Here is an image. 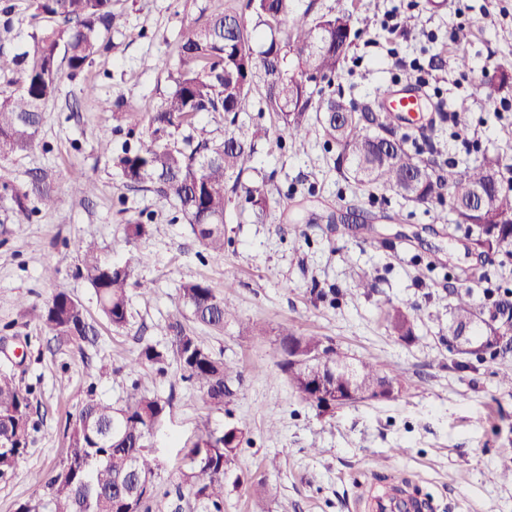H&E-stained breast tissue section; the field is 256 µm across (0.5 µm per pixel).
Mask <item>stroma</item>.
Listing matches in <instances>:
<instances>
[{"label":"stroma","mask_w":512,"mask_h":512,"mask_svg":"<svg viewBox=\"0 0 512 512\" xmlns=\"http://www.w3.org/2000/svg\"><path fill=\"white\" fill-rule=\"evenodd\" d=\"M244 0H113L115 20L104 33L108 48L77 78L62 75L45 106L41 145L0 163V186H25L30 174L44 177L57 198L51 209L13 219L0 232V364L14 351L21 387L31 390L32 429L24 456L0 478V512H16L28 500L48 501L35 475L67 457L68 426L88 391L122 404L133 384L172 400L148 441L157 468L150 512H189L178 487L186 453L201 420L212 430L245 423V439L224 481V512H251L264 494L270 512H357L371 483L403 474L409 491L431 501L435 512H512V481L494 472L512 468V386L500 375L512 353L460 356L448 348V308L462 269L477 266L485 279L474 298L488 305L512 291V259L485 260L470 248L465 228L441 224L435 208L405 203L377 188L345 182L334 168L335 147L321 133L302 144L277 138L266 112L244 115L257 132V152L229 196L223 262H213L196 241L177 206L151 190L129 189L111 155L141 143V122L172 91L160 59H176L182 30L200 15L241 10ZM324 13L352 8L355 47L333 91L356 101L378 97L391 82L425 78L431 101L441 102L444 122L417 133L422 150H437L457 163L496 152L512 167V141L500 131L512 125V84L488 103L478 84L512 73V0H295ZM395 12L409 27L388 34L384 15ZM465 54L468 68L457 64ZM137 80H128V73ZM91 85L94 95H81ZM467 99V110L456 107ZM120 103L121 112L109 111ZM82 171L83 179L72 176ZM265 180L266 223H255L245 190ZM356 204L375 215L372 226L348 230L328 223L329 214ZM145 214L149 232L128 243V219ZM96 241L108 263L140 259L138 278L150 292L130 287L132 318L122 329L101 313L95 291L78 269L81 242ZM55 279L43 276L45 267ZM374 287L359 291L365 270ZM206 281L230 292L240 316L255 332L235 327L218 332L194 325L200 341L238 374L232 401L204 409L196 389L182 381L175 362L134 373L131 359L142 343L156 340L158 325L180 303L183 281ZM58 288L86 309L94 336L82 348L54 336L21 299L39 303ZM393 305L413 316L416 337L403 342L384 321ZM319 336L348 356L371 358L397 369L403 393L394 400L362 401L330 412L294 395L279 363L280 327ZM11 363V362H10Z\"/></svg>","instance_id":"obj_1"}]
</instances>
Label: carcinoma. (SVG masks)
<instances>
[{
	"mask_svg": "<svg viewBox=\"0 0 512 512\" xmlns=\"http://www.w3.org/2000/svg\"><path fill=\"white\" fill-rule=\"evenodd\" d=\"M30 3L26 44L13 55L0 51V71L15 74V90L0 97V163L39 145L44 107L58 92L61 67H67L73 78L81 74L107 49L101 34L112 29V0ZM313 9L311 3L300 12L294 0H246L244 14H212L188 26L181 34L176 63H162L174 89L146 118L149 144L112 157L126 186L153 190L175 202L205 252L214 261H223L228 183L238 184L257 150L255 136L243 132L239 118L256 108L274 114L294 142L305 141L312 127L320 125L327 144L336 148V171L344 180L381 188L417 206L446 204L454 224L467 226L479 255L512 258V186L503 184L502 157L484 153L461 166L441 163L434 153L415 148L410 132L394 136L392 117L379 99L358 103L325 92L322 83L342 70L357 32L351 11L315 14ZM290 55L297 62L293 72L285 67ZM508 79L504 73L497 80L481 81L486 100L495 101ZM258 84L262 92L256 99L252 91ZM206 113L224 114L221 143L191 134L175 138L180 130L194 128L196 118ZM247 196L256 221H264L269 203L265 184L249 187ZM0 200L5 202L0 224L12 216L27 218L42 207L50 209L56 202L38 176ZM80 262L103 315L115 327L128 325L129 286L149 288L147 282L134 280L135 256L108 264L90 241L81 246ZM179 297L182 310L158 327L166 342L144 343L131 368L162 366L172 358L181 378L195 386L203 407L220 410L235 395L233 370L185 327L183 310L215 330L222 331L233 321L241 334L252 328L240 319L229 296L216 294L202 281L183 282ZM22 309L37 312L48 331L78 348L93 334L84 306L64 289L40 305L24 302ZM386 322L399 340L415 338L413 317L403 307H390ZM456 325L469 327L477 346L501 341L502 351L512 350V300L481 306L472 288L458 291L449 306L448 332ZM281 336L284 342L323 354L322 361L302 368L288 359V353H281L280 368L293 392L313 407L335 409L326 396L347 386V369L354 363L317 336H295L286 329ZM354 365L363 384L374 387L387 377L394 384L392 398L402 394L398 370L383 372L366 358ZM171 404L172 398L136 386L119 406L88 391L70 426L66 461L39 478L51 490L49 512H149L155 462L146 441ZM30 407V391L1 368L0 477L14 472L28 447ZM244 434L243 425L221 435L206 429L189 448L182 483L189 488L193 512H223L224 478L237 456L229 444L236 437L242 444Z\"/></svg>",
	"mask_w": 512,
	"mask_h": 512,
	"instance_id": "obj_1",
	"label": "carcinoma"
}]
</instances>
